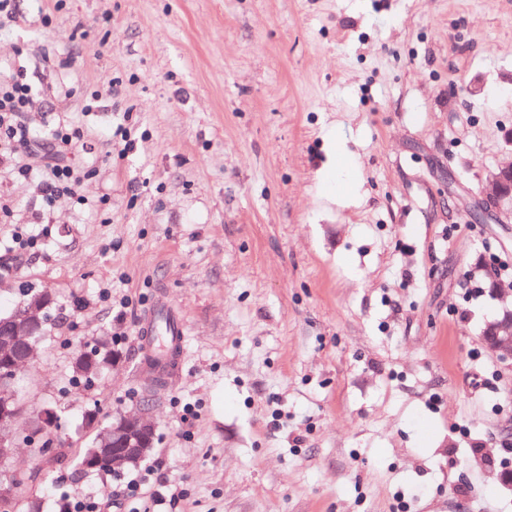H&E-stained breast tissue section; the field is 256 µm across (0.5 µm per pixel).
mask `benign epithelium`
Instances as JSON below:
<instances>
[{
  "label": "benign epithelium",
  "instance_id": "1",
  "mask_svg": "<svg viewBox=\"0 0 512 512\" xmlns=\"http://www.w3.org/2000/svg\"><path fill=\"white\" fill-rule=\"evenodd\" d=\"M486 200L496 209L506 208L512 215V160L504 161L486 181ZM50 294L25 310L0 317V462L11 460L17 446L15 426L24 416L25 408L14 389L19 366L28 362V338L40 327L41 304ZM488 351L500 360H512V313L495 324L493 331L484 336ZM155 425L149 412L143 410L128 414L114 424L109 433L112 441V465L130 458L144 456L153 448Z\"/></svg>",
  "mask_w": 512,
  "mask_h": 512
}]
</instances>
